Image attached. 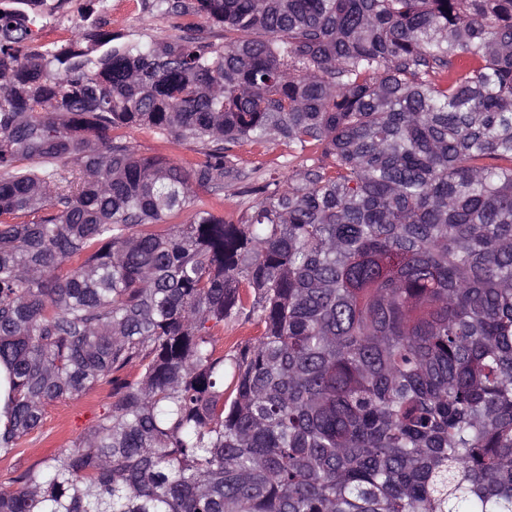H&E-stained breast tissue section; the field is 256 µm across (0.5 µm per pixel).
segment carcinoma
Instances as JSON below:
<instances>
[{
	"instance_id": "1",
	"label": "carcinoma",
	"mask_w": 512,
	"mask_h": 512,
	"mask_svg": "<svg viewBox=\"0 0 512 512\" xmlns=\"http://www.w3.org/2000/svg\"><path fill=\"white\" fill-rule=\"evenodd\" d=\"M85 2L0 0V457L112 405L0 512H512V0H141L150 42ZM85 6V0H69L60 9H55L54 25L55 27H66L73 29L81 24V13ZM112 0V10L107 14V28L115 34L135 41L165 38L174 33L176 20L149 13L141 7L140 0ZM125 139L134 146L139 153L145 155H168L171 157L197 158L201 157L187 149L171 145L166 138L160 135L146 134L138 129H126L122 131ZM234 154L239 167L251 180L262 178L271 171L288 174V149L279 141L262 145L243 143L235 147ZM240 191L238 186H224V209L219 211L224 220L237 222L251 203L252 200L241 195ZM261 328L255 324L241 322H224V336H217L218 347L224 343V351L228 350L237 342L248 341L259 335ZM111 404L112 386L107 383H100L78 399L51 403L46 409L41 428L26 438L21 452L0 458V486L8 487L20 471L67 444L93 424Z\"/></svg>"
}]
</instances>
